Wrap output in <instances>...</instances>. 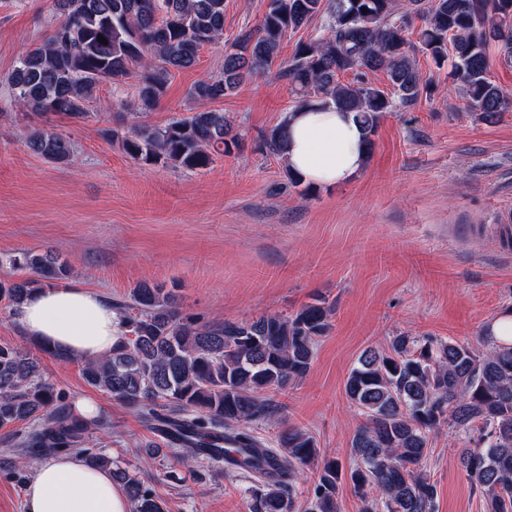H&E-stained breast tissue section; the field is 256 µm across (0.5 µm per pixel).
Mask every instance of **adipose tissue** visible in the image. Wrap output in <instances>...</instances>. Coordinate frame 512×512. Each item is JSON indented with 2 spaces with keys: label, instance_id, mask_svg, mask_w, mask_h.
<instances>
[{
  "label": "adipose tissue",
  "instance_id": "adipose-tissue-1",
  "mask_svg": "<svg viewBox=\"0 0 512 512\" xmlns=\"http://www.w3.org/2000/svg\"><path fill=\"white\" fill-rule=\"evenodd\" d=\"M289 168L305 183L349 181L367 162L365 131L354 113L314 102L286 113ZM27 336L71 357L109 353L120 320L106 298L66 285L34 290L17 312ZM25 512H130L129 499L111 470L80 456L57 453L40 462L24 492Z\"/></svg>",
  "mask_w": 512,
  "mask_h": 512
}]
</instances>
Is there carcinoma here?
Segmentation results:
<instances>
[{
	"instance_id": "1",
	"label": "carcinoma",
	"mask_w": 512,
	"mask_h": 512,
	"mask_svg": "<svg viewBox=\"0 0 512 512\" xmlns=\"http://www.w3.org/2000/svg\"><path fill=\"white\" fill-rule=\"evenodd\" d=\"M54 10L59 21L51 35L21 56L7 82L17 104L76 121L90 117L87 102L102 81L136 79L137 107L152 109L172 75L194 67L224 35V0H54ZM315 20V33L287 64L277 63L287 34ZM496 59L512 64V0H270L260 25L224 52L219 74L190 87L189 98L203 109L164 126L134 122L122 134H101L141 165L202 171L241 140L226 114L208 105L273 71L288 82L293 109L319 101L356 113L370 153L381 118L434 91L433 75L444 68L456 84L448 91H458L467 111L487 122L512 112V92L492 80ZM377 71L385 72L389 90L368 80ZM286 142L282 122L265 134L272 155L284 156ZM24 145L58 164L75 158L71 139L54 130L35 129ZM8 264L24 270L0 278V302L14 311L33 289L72 276L51 251L25 250ZM114 308L122 336L109 354L83 361L85 382L134 410L177 463L222 462L254 480L248 512H337L346 482L359 512H434L437 489L423 463L431 433L444 426L473 441L459 462L486 512H512V344L495 343L488 329L477 337L482 352L409 334L394 336L386 350L364 351L345 382L363 418L353 464L323 460L302 509L296 482L319 457L315 439L286 427L268 448L255 426L277 422L274 395L309 372L334 306L317 296L286 314L204 320L181 311L173 289L143 281ZM17 423L23 430L10 438L21 467L46 452L112 467L91 436L93 429L108 434L109 418L74 415L68 396L41 377L36 358L0 345V428ZM112 475L133 512H165L145 481L119 468Z\"/></svg>"
}]
</instances>
